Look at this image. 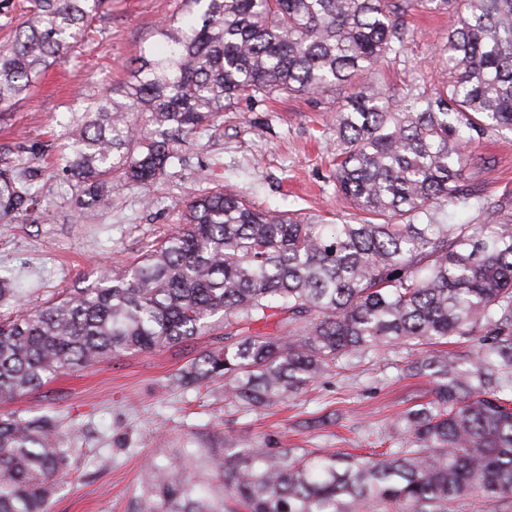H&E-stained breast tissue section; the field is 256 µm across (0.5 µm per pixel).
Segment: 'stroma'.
<instances>
[{
  "instance_id": "stroma-1",
  "label": "stroma",
  "mask_w": 512,
  "mask_h": 512,
  "mask_svg": "<svg viewBox=\"0 0 512 512\" xmlns=\"http://www.w3.org/2000/svg\"><path fill=\"white\" fill-rule=\"evenodd\" d=\"M180 7L181 0H111L91 20L88 38L50 66L0 130V144L30 148L26 165L43 196L36 215L0 223V277L14 290L0 302V315L53 299L98 266L132 262L180 224L188 198L218 186L263 210L357 223L359 211L336 189L334 119L346 96L341 89L239 101L215 125L198 130L153 187L121 186L112 192L110 209L76 218L78 192L50 179L41 150L64 143L71 114L89 98L126 80L128 61L155 41L156 25ZM405 22L411 37L404 54L354 81L360 88L380 86L396 105L427 91L448 29L447 16L439 13L410 15ZM465 183L491 201L512 193V132L476 136ZM215 344L206 335L187 347L128 353L10 402V409L81 426L75 439L80 456L48 512H128L147 462H166L172 441L190 430L225 433L240 449L365 455L399 448L406 441L404 412L432 397L428 372L413 367L417 352L402 345L342 358L286 402L257 414L241 411L219 385L195 390L171 384L172 374Z\"/></svg>"
}]
</instances>
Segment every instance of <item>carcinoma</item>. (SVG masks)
Masks as SVG:
<instances>
[{
    "label": "carcinoma",
    "instance_id": "cac0c4a2",
    "mask_svg": "<svg viewBox=\"0 0 512 512\" xmlns=\"http://www.w3.org/2000/svg\"><path fill=\"white\" fill-rule=\"evenodd\" d=\"M104 0H30L0 47V124L51 63L81 40ZM448 15L440 80L394 106L382 89L336 112V183L357 224L327 229L269 213L222 187L194 196L182 224L124 270L0 318V404L61 374L126 353L222 346L179 370L185 388L224 383L243 411L281 402L346 355L380 344L418 347L497 329L471 367L439 355L433 398L407 413V445L376 457L296 456L191 431L176 456L145 470L129 512H448L479 492L512 500V196L482 201L490 220L443 224L442 202H467V149L487 128L512 131V0H182L157 26L129 78L71 118L53 174L87 207L121 185L149 187L179 146L243 98L324 95L409 39L413 11ZM42 195L0 147V219L36 212ZM74 424L0 412V512H47L71 470Z\"/></svg>",
    "mask_w": 512,
    "mask_h": 512
}]
</instances>
